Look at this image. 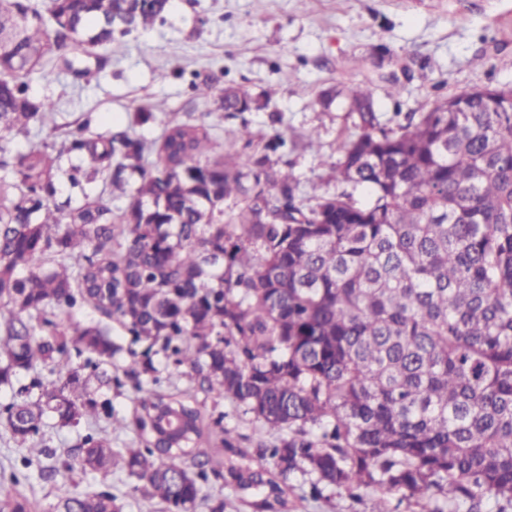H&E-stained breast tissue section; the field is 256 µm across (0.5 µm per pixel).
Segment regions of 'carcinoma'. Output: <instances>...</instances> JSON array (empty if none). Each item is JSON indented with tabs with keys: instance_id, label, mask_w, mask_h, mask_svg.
<instances>
[{
	"instance_id": "carcinoma-1",
	"label": "carcinoma",
	"mask_w": 512,
	"mask_h": 512,
	"mask_svg": "<svg viewBox=\"0 0 512 512\" xmlns=\"http://www.w3.org/2000/svg\"><path fill=\"white\" fill-rule=\"evenodd\" d=\"M168 2L0 0V132L45 124L54 103L28 83L46 63L88 85L105 61L82 65V46L153 25ZM213 94L226 112L252 109L239 90L204 85ZM336 95L358 114L326 162L346 189L313 204L291 172L236 152L245 126L231 165L205 159L204 122L169 123L154 161L126 132L85 125L25 153L0 145V386L12 392L0 441L26 451L4 456L1 481L116 468L168 512H224L209 493L221 476L279 512L303 469L317 475L314 500L376 484L420 512H442L440 495L467 512L512 501V85L436 100L393 127L372 84ZM64 159L76 206L55 202ZM232 196L241 207L226 224ZM86 307L99 318L58 320ZM179 367L270 439L239 448L218 414V469L197 399L164 391ZM127 386L130 422L100 400ZM131 426L136 441L112 447ZM63 428L76 431L68 448L54 441ZM117 501L110 487L70 493L55 512H122ZM31 507L16 490L0 498V512Z\"/></svg>"
}]
</instances>
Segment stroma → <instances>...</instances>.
Here are the masks:
<instances>
[{
	"mask_svg": "<svg viewBox=\"0 0 512 512\" xmlns=\"http://www.w3.org/2000/svg\"><path fill=\"white\" fill-rule=\"evenodd\" d=\"M107 65L84 85L55 66L31 80L30 93L57 107L51 124L1 142L13 152L50 140L54 126L88 123L90 132L127 131L157 141L167 123L195 118L213 125L211 158L225 157L224 142L248 127L249 152L267 155L271 169H289L304 201L340 187L323 165L355 133L357 114L324 108L326 94L350 83L375 87L381 123L397 112H417L436 98L475 87L512 84V0H171L162 21L97 49ZM401 94L392 97L390 77ZM206 84L233 86L256 102L248 112L218 110L200 95ZM164 111H151L154 102ZM220 411L238 447L259 437L261 424L231 399L205 403ZM314 476L288 481L282 512H376L378 489L352 498L340 486L313 500ZM117 487L123 512H166L141 494L135 478L115 470L79 472L38 488L33 512H52L59 496L90 486Z\"/></svg>",
	"mask_w": 512,
	"mask_h": 512,
	"instance_id": "35a3bbf8",
	"label": "stroma"
}]
</instances>
